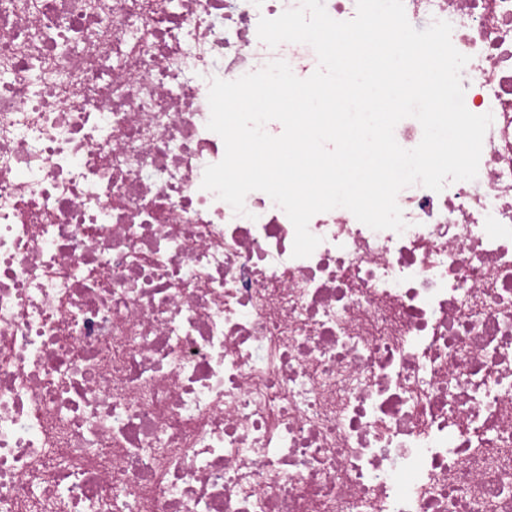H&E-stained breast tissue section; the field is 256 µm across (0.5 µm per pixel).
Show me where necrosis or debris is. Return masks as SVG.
Here are the masks:
<instances>
[{
  "label": "necrosis or debris",
  "instance_id": "4bbe7bcc",
  "mask_svg": "<svg viewBox=\"0 0 512 512\" xmlns=\"http://www.w3.org/2000/svg\"><path fill=\"white\" fill-rule=\"evenodd\" d=\"M300 0H0V512H512V0L451 23L475 180L320 243L203 189L212 79Z\"/></svg>",
  "mask_w": 512,
  "mask_h": 512
}]
</instances>
